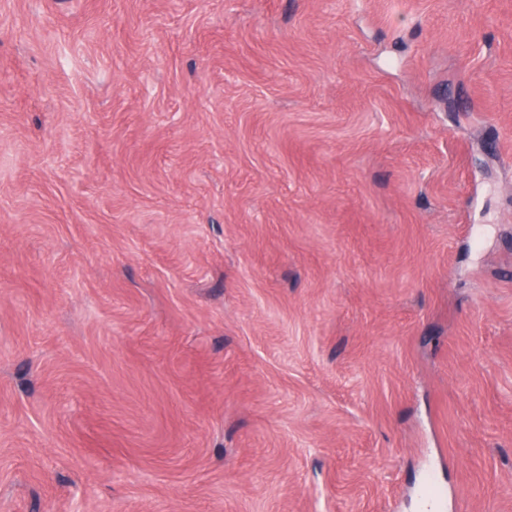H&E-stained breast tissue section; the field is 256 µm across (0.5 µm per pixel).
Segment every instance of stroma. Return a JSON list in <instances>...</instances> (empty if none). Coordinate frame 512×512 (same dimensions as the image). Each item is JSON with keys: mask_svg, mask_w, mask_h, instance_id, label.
Here are the masks:
<instances>
[{"mask_svg": "<svg viewBox=\"0 0 512 512\" xmlns=\"http://www.w3.org/2000/svg\"><path fill=\"white\" fill-rule=\"evenodd\" d=\"M512 512V0H0V512Z\"/></svg>", "mask_w": 512, "mask_h": 512, "instance_id": "1", "label": "stroma"}]
</instances>
